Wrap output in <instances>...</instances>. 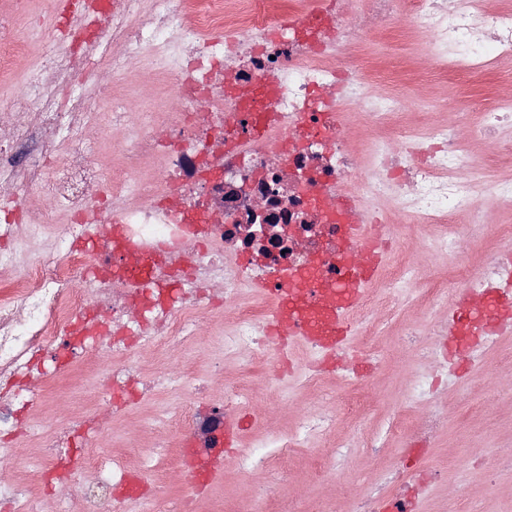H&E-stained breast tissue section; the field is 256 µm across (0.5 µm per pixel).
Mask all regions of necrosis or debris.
<instances>
[{
	"label": "necrosis or debris",
	"instance_id": "1",
	"mask_svg": "<svg viewBox=\"0 0 512 512\" xmlns=\"http://www.w3.org/2000/svg\"><path fill=\"white\" fill-rule=\"evenodd\" d=\"M140 2L125 0L115 10L93 0L98 21L85 32L82 51L46 49L0 113V184L17 190L0 198V239L13 238L18 219L35 233L67 223L51 251L24 268L16 266V249L0 248V464L10 470L0 479V503L9 512H43L49 488L64 489L81 512H165L166 471L186 458L196 470L222 462L224 421L206 419L209 439L200 448L195 417L157 414L151 425L162 437L138 448L133 464L100 448L98 415L110 394L165 384L195 396L205 390L190 363L148 368L144 348L162 356L196 342L211 288L223 284L229 331L220 355L237 356L242 374L225 384L224 398H251L249 378L267 373L281 351L267 320L283 274L303 271L302 286L314 295L351 277V267L336 263L352 233L338 213L340 200H352L360 224L390 202L419 227L444 225L430 243L444 254L466 234L460 214L483 201L478 173L512 164V146L497 138L512 125V97L481 113L474 137L487 151L479 156L432 113L413 127L403 121L402 99L376 90L363 54L368 32L404 24L426 37L434 70L457 78L494 74L512 59V6L363 0L352 11L340 0H153L149 21L136 24ZM89 58L116 72L157 70L170 83L173 107L135 125L125 108L105 111V85L60 96ZM354 110L380 137L366 166L346 133ZM92 129L113 135L122 162L111 179L89 160L82 137ZM32 190L48 195L49 206L18 211L17 195ZM255 198L263 206L258 215L250 209ZM103 220L126 253H113L106 237L91 251L72 247ZM483 265L476 276L460 262L437 280L419 277L405 255L385 261L361 296V346L380 354L377 315L403 310V287L414 288L412 299L425 307L454 287L479 304L493 284L512 279V267L495 255ZM450 333L470 354L497 344L466 321L425 338L405 325L402 343L451 377L453 364L433 345ZM88 350L106 363L98 387L65 425L46 431L36 415L42 399L57 384L80 382L88 366L75 356ZM35 377L42 389L32 388ZM343 384L341 412L301 414L286 434L238 456L241 473L268 476L265 496H250L247 512H288L281 490L298 449H310L318 475L335 473L343 455L330 444L338 417L368 408L358 379ZM405 403L429 413L416 424L397 419L404 439L429 438L446 414L426 372ZM19 431L41 450L34 482L18 469L12 437Z\"/></svg>",
	"mask_w": 512,
	"mask_h": 512
}]
</instances>
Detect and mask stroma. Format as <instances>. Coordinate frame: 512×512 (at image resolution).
<instances>
[{
    "mask_svg": "<svg viewBox=\"0 0 512 512\" xmlns=\"http://www.w3.org/2000/svg\"><path fill=\"white\" fill-rule=\"evenodd\" d=\"M26 2L25 10L15 18V25L28 40L29 53L19 60L14 76L0 78V100L12 98L21 89L33 58L66 35L65 30L56 29L49 20L50 15L59 16L65 11L58 0ZM366 40L369 49L365 65L369 74L376 77L379 90L406 100L408 122H417L422 112H435L452 122L459 113L474 111L476 102L488 103L500 94H512V83H503L495 75L458 80L432 73L425 38L414 31L370 34ZM104 80L114 94H132L135 120L148 119L151 112L169 103L168 84L158 81L150 69L138 68L125 77L108 73ZM388 221L395 226V249L413 253L429 278L446 277L449 266L463 255L475 264L488 252L512 253V240L495 239L491 226L484 224L478 212H467L460 218L461 223L470 225L471 233L459 255L431 256L422 252L421 240L436 236L437 228L417 230L394 215ZM204 334V342L186 351L197 372L207 380L202 400L195 402L190 396L156 388L122 417H113L111 407H103L100 411L102 446L121 452L128 440L136 437L142 444H149L151 436L142 432L141 425L159 409L175 414L196 412L206 417L212 410L223 408L224 383L239 376V368L231 360L225 361L222 372L214 370L212 347L224 337L223 314L211 315ZM399 336L398 325L389 324L380 338L386 353L373 364L364 357L354 356L358 337L347 336L350 354L340 355L335 365L319 370L320 386L326 392L322 398L304 381L307 369L315 366L314 360L306 354L303 345L292 344L287 373L254 379L255 399L240 402L234 410L238 440L229 448L223 463L217 465L213 480L200 492V512H235L237 502L262 480L258 472L249 476L239 473L234 466L236 455L280 436L299 413L318 412L331 399H344L340 377L354 367L367 373L368 387L364 394L372 408L360 418L339 422L336 437L349 442L347 458L336 474L321 481L308 467L307 452L297 453L288 462L287 493L301 500H324L327 512H349L352 499L385 486H392L398 493L405 492L407 485L402 471L406 459L400 443L387 436L386 430L413 376L421 371H434L435 364L417 360L404 351ZM510 356L512 335L502 337L498 351L485 357V381L473 380L465 373L439 387L437 398L446 406L447 415L436 429L431 447L420 459L422 468L431 472L433 479L417 499L419 512H512V473L502 472L496 490L491 493L483 482L487 464L512 459V365L505 363Z\"/></svg>",
    "mask_w": 512,
    "mask_h": 512,
    "instance_id": "stroma-1",
    "label": "stroma"
}]
</instances>
